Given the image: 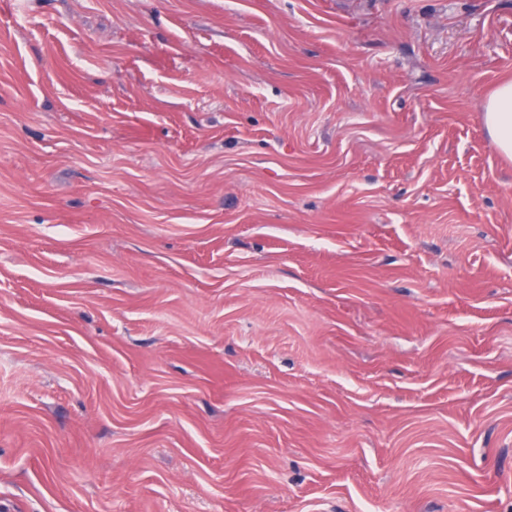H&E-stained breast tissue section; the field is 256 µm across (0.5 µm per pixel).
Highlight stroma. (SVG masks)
<instances>
[{"label": "stroma", "mask_w": 512, "mask_h": 512, "mask_svg": "<svg viewBox=\"0 0 512 512\" xmlns=\"http://www.w3.org/2000/svg\"><path fill=\"white\" fill-rule=\"evenodd\" d=\"M512 0H0V512H512ZM482 119L500 153L512 159V81L500 84L490 95Z\"/></svg>", "instance_id": "obj_1"}]
</instances>
